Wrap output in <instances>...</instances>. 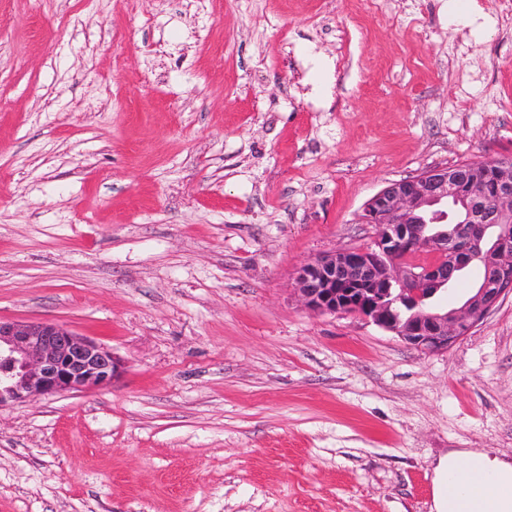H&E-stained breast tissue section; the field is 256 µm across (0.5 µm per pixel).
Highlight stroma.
<instances>
[{"mask_svg": "<svg viewBox=\"0 0 512 512\" xmlns=\"http://www.w3.org/2000/svg\"><path fill=\"white\" fill-rule=\"evenodd\" d=\"M512 158L498 0H0V318L112 349L0 410V512H430L512 456V295L444 353L293 293L389 180ZM432 485L431 512H512V459L450 451L435 467Z\"/></svg>", "mask_w": 512, "mask_h": 512, "instance_id": "1", "label": "stroma"}]
</instances>
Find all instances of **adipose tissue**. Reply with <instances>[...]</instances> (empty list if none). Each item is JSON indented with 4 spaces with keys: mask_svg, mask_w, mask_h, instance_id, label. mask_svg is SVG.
I'll list each match as a JSON object with an SVG mask.
<instances>
[{
    "mask_svg": "<svg viewBox=\"0 0 512 512\" xmlns=\"http://www.w3.org/2000/svg\"><path fill=\"white\" fill-rule=\"evenodd\" d=\"M432 485V512H512V462L487 451L448 452Z\"/></svg>",
    "mask_w": 512,
    "mask_h": 512,
    "instance_id": "ef3b65f1",
    "label": "adipose tissue"
}]
</instances>
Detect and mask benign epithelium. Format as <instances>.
Instances as JSON below:
<instances>
[{
	"instance_id": "7a95c632",
	"label": "benign epithelium",
	"mask_w": 512,
	"mask_h": 512,
	"mask_svg": "<svg viewBox=\"0 0 512 512\" xmlns=\"http://www.w3.org/2000/svg\"><path fill=\"white\" fill-rule=\"evenodd\" d=\"M492 182L476 165L438 166L385 182L360 220L373 245L304 263L295 291L309 310L356 315L424 352L448 350L512 294V166L495 158ZM432 254L419 264L415 258ZM481 262L487 279L446 311L421 305ZM124 370L112 350L50 321L0 319V410L35 397L90 393Z\"/></svg>"
}]
</instances>
